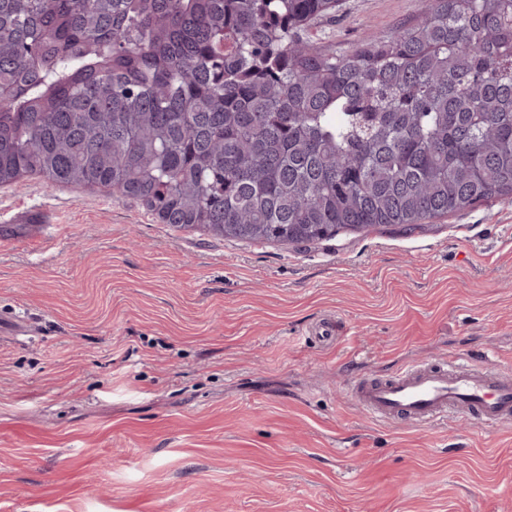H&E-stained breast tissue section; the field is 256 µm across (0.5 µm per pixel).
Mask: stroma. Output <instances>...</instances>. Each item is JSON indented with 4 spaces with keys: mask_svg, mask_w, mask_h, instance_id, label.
I'll return each mask as SVG.
<instances>
[{
    "mask_svg": "<svg viewBox=\"0 0 512 512\" xmlns=\"http://www.w3.org/2000/svg\"><path fill=\"white\" fill-rule=\"evenodd\" d=\"M418 0H340L347 49ZM0 512H512V423L373 419L361 380L512 370V202L283 248L107 188H0ZM334 319L332 341L312 336Z\"/></svg>",
    "mask_w": 512,
    "mask_h": 512,
    "instance_id": "35a3bbf8",
    "label": "stroma"
}]
</instances>
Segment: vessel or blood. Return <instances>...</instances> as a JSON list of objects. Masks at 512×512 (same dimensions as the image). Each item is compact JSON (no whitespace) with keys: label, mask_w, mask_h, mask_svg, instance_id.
<instances>
[{"label":"vessel or blood","mask_w":512,"mask_h":512,"mask_svg":"<svg viewBox=\"0 0 512 512\" xmlns=\"http://www.w3.org/2000/svg\"><path fill=\"white\" fill-rule=\"evenodd\" d=\"M355 401L378 420L430 426L448 418L512 421V372L459 357L358 383Z\"/></svg>","instance_id":"1"}]
</instances>
